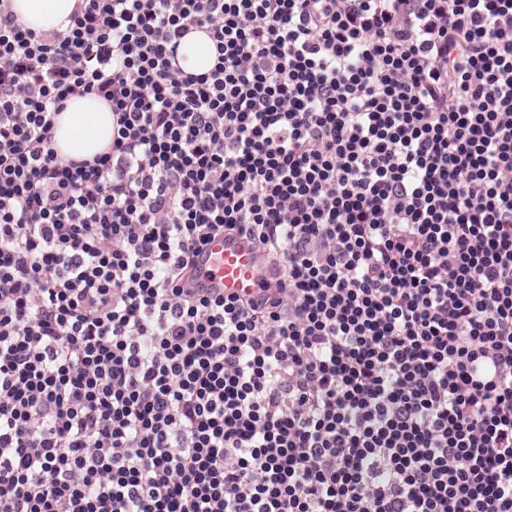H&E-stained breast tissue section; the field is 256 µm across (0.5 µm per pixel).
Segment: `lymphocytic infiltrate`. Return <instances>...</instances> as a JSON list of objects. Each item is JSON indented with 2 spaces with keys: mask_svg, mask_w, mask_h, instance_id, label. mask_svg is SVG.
Returning a JSON list of instances; mask_svg holds the SVG:
<instances>
[{
  "mask_svg": "<svg viewBox=\"0 0 512 512\" xmlns=\"http://www.w3.org/2000/svg\"><path fill=\"white\" fill-rule=\"evenodd\" d=\"M0 512H512V0H0ZM19 21L36 32L64 30L77 0H11ZM177 59L185 72H207L216 59L213 43L206 33L195 30L181 40ZM112 143V111L102 99L75 96L56 117L55 149L64 158H88ZM198 288H217L224 295L248 296L257 292L273 270L263 253L243 237L218 235L197 257Z\"/></svg>",
  "mask_w": 512,
  "mask_h": 512,
  "instance_id": "lymphocytic-infiltrate-1",
  "label": "lymphocytic infiltrate"
}]
</instances>
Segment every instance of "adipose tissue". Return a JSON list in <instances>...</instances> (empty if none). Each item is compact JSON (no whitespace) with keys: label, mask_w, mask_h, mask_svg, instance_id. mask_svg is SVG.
<instances>
[{"label":"adipose tissue","mask_w":512,"mask_h":512,"mask_svg":"<svg viewBox=\"0 0 512 512\" xmlns=\"http://www.w3.org/2000/svg\"><path fill=\"white\" fill-rule=\"evenodd\" d=\"M76 0H12L19 21L38 32L65 29ZM178 62L189 73L201 74L215 62V49L206 33L193 31L181 41ZM112 143V111L102 99L69 98L56 119L55 149L65 158H88Z\"/></svg>","instance_id":"obj_1"}]
</instances>
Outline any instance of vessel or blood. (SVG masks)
<instances>
[{
	"label": "vessel or blood",
	"mask_w": 512,
	"mask_h": 512,
	"mask_svg": "<svg viewBox=\"0 0 512 512\" xmlns=\"http://www.w3.org/2000/svg\"><path fill=\"white\" fill-rule=\"evenodd\" d=\"M196 285L228 295L248 296L257 291L273 270L263 253L242 237L212 238L197 257Z\"/></svg>",
	"instance_id": "obj_1"
}]
</instances>
